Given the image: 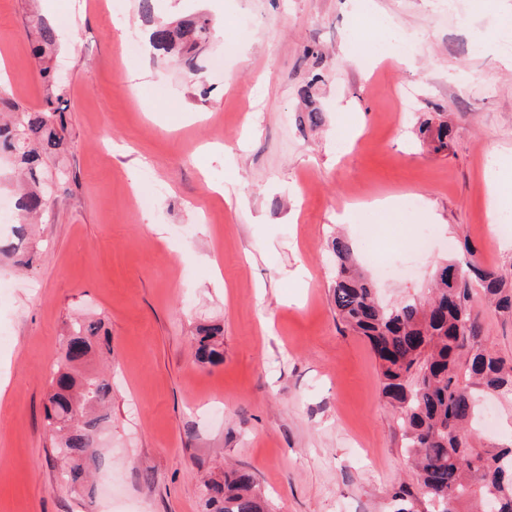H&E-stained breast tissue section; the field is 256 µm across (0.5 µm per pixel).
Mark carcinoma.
I'll use <instances>...</instances> for the list:
<instances>
[{
  "mask_svg": "<svg viewBox=\"0 0 512 512\" xmlns=\"http://www.w3.org/2000/svg\"><path fill=\"white\" fill-rule=\"evenodd\" d=\"M35 53L43 56L57 43L55 29L37 23ZM210 21L159 26L151 34L155 47L176 51L192 65L193 52L206 40ZM10 111L0 117V150L11 153L30 189L20 196L16 235L0 238V255L32 263L22 248L26 220L43 207L44 163L65 138L61 91L50 92L46 107L19 111L0 96ZM336 275L332 297L343 325L363 337L379 361L381 391L398 414L404 447L413 475L391 494L392 512H512V446L486 447L477 424L482 393L512 396V359L501 356L484 334L475 296L503 315L512 316V273L483 267L475 249L462 252L441 266L429 295L384 307L372 282L356 268L353 248L345 237L331 241ZM97 321L74 320L64 336L45 405L46 427L56 442L61 478L73 487L98 468L99 434L110 419L112 381L104 373L90 374L91 355L112 360V347L99 336ZM219 331L203 329L196 338L195 359L201 364L223 362ZM203 512H268L255 490L252 475L232 470L208 480L201 489Z\"/></svg>",
  "mask_w": 512,
  "mask_h": 512,
  "instance_id": "carcinoma-1",
  "label": "carcinoma"
}]
</instances>
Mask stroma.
<instances>
[{
  "mask_svg": "<svg viewBox=\"0 0 512 512\" xmlns=\"http://www.w3.org/2000/svg\"><path fill=\"white\" fill-rule=\"evenodd\" d=\"M124 3L0 0L12 101L42 108L45 65L68 100L67 139L46 161L67 179L47 194L37 257L0 263V512H201V478L228 466L254 475L271 512H387L409 465L378 362L336 314L330 243L352 241L390 305L425 294L466 241L485 267L512 266V224L491 232L483 178L493 154L512 169V69L480 48L500 26L495 0L477 13L373 0L366 16L346 0H155L148 15ZM202 15L215 31L195 71L152 48L156 25ZM37 16L69 21L44 62ZM375 18L408 55L374 59ZM394 196L400 211L349 223L345 206ZM379 262L399 275L377 277ZM77 315L112 337V482L90 494L59 483L43 421ZM202 326L220 328L223 363L195 360Z\"/></svg>",
  "mask_w": 512,
  "mask_h": 512,
  "instance_id": "obj_1",
  "label": "stroma"
}]
</instances>
